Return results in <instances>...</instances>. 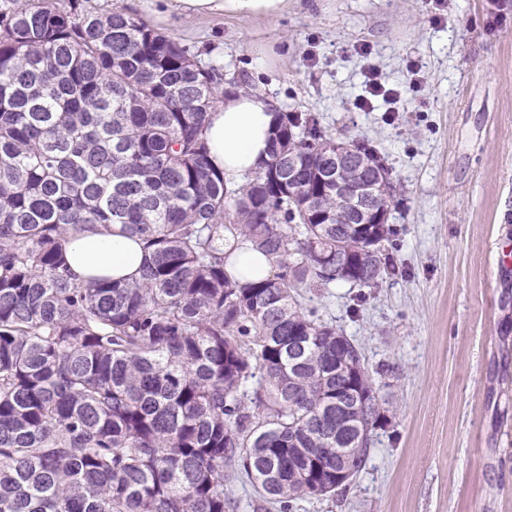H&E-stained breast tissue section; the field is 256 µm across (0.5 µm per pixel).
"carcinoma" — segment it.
I'll return each instance as SVG.
<instances>
[{
	"instance_id": "obj_1",
	"label": "carcinoma",
	"mask_w": 512,
	"mask_h": 512,
	"mask_svg": "<svg viewBox=\"0 0 512 512\" xmlns=\"http://www.w3.org/2000/svg\"><path fill=\"white\" fill-rule=\"evenodd\" d=\"M88 2L0 0V512H228L226 465L280 512L349 490L336 464L359 473L388 424L384 371L303 294L379 287L397 228L353 223L309 112L224 180L205 138L223 74ZM353 145L369 167L345 177L389 171ZM115 224L140 276L77 280L70 239ZM239 242L270 276L229 277Z\"/></svg>"
}]
</instances>
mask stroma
Returning a JSON list of instances; mask_svg holds the SVG:
<instances>
[{
    "mask_svg": "<svg viewBox=\"0 0 512 512\" xmlns=\"http://www.w3.org/2000/svg\"><path fill=\"white\" fill-rule=\"evenodd\" d=\"M90 2L146 20L280 111L368 140L391 170L398 274L310 295L388 366L390 423L346 495L292 512H512V0H289L275 21ZM371 69L402 94L361 112Z\"/></svg>",
    "mask_w": 512,
    "mask_h": 512,
    "instance_id": "obj_1",
    "label": "stroma"
}]
</instances>
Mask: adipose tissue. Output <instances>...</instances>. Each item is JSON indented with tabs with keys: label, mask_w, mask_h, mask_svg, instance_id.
<instances>
[{
	"label": "adipose tissue",
	"mask_w": 512,
	"mask_h": 512,
	"mask_svg": "<svg viewBox=\"0 0 512 512\" xmlns=\"http://www.w3.org/2000/svg\"><path fill=\"white\" fill-rule=\"evenodd\" d=\"M195 15H224L275 20L288 9V0H175ZM278 124V109L263 94L237 90L227 93L207 118L206 138L211 162L231 182L255 171L268 157L270 138ZM67 264L78 280L136 275L144 253L140 245L120 233L88 232L73 240Z\"/></svg>",
	"instance_id": "1"
}]
</instances>
